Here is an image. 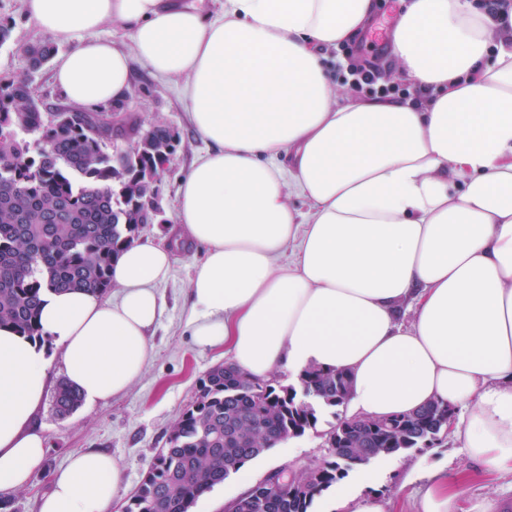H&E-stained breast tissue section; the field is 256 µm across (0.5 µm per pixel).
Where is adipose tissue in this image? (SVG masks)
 <instances>
[{
	"mask_svg": "<svg viewBox=\"0 0 512 512\" xmlns=\"http://www.w3.org/2000/svg\"><path fill=\"white\" fill-rule=\"evenodd\" d=\"M23 7L41 33L76 43L53 66L71 105L128 100L137 60L182 81L208 149L178 183L172 245L137 240L113 261L116 296L48 292L41 338L0 328L1 492L46 462L35 415L49 347L85 401L128 392L185 241L205 249L185 319L197 348L258 378L346 371L351 417L462 410L451 433L471 460L512 474V0H408L390 54L417 100H354L328 71L375 0H224L215 16L206 0ZM112 22L122 35L100 37ZM427 477L417 512H456L455 481ZM122 489L111 454L85 448L54 472L39 512H112Z\"/></svg>",
	"mask_w": 512,
	"mask_h": 512,
	"instance_id": "ef3b65f1",
	"label": "adipose tissue"
}]
</instances>
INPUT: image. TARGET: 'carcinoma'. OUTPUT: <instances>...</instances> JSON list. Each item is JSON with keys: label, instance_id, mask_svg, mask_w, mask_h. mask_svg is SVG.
Instances as JSON below:
<instances>
[{"label": "carcinoma", "instance_id": "1", "mask_svg": "<svg viewBox=\"0 0 512 512\" xmlns=\"http://www.w3.org/2000/svg\"><path fill=\"white\" fill-rule=\"evenodd\" d=\"M25 53L38 69L55 47L42 41ZM125 106H69L53 119L27 79L0 81V327L38 337L43 291L111 288L112 262L147 214L143 184L160 176L179 144L172 126L138 123ZM142 127L134 154L118 159L105 151V141ZM44 142L51 151L42 150ZM350 390L351 378L336 369L309 368L295 387L251 378L230 362L211 367L123 512H191L285 436L300 437L321 413H336ZM81 403L68 382L56 385L60 418ZM448 412L431 403L403 416L340 417L328 433L326 457L301 471L274 472L234 501L231 512H311L351 466L435 445L448 432Z\"/></svg>", "mask_w": 512, "mask_h": 512}]
</instances>
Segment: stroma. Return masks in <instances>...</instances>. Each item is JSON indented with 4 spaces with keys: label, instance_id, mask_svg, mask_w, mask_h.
Here are the masks:
<instances>
[{
    "label": "stroma",
    "instance_id": "35a3bbf8",
    "mask_svg": "<svg viewBox=\"0 0 512 512\" xmlns=\"http://www.w3.org/2000/svg\"><path fill=\"white\" fill-rule=\"evenodd\" d=\"M401 10L400 0H378V7L366 36L357 37L364 55L376 59L382 76L380 85L393 87L398 97H411L417 90L394 78L388 45ZM0 19L12 27L7 44L0 46V78L24 77L36 96L47 106L65 103L66 97L52 79L51 65L32 69L25 45L41 41L34 21L25 13L22 0H0ZM133 83L129 107L143 123H168L180 137L168 169L159 184L157 221L140 226L138 238L165 242L173 226V200L178 182L206 145L190 126L187 103L178 82L154 76L140 61H133ZM203 256L199 245H187L173 254L171 276L159 287L165 303L162 319L151 336L153 358L141 379L127 393L93 405H81L67 418L57 416L52 400H45L37 422L48 438L49 453L43 471L29 487L11 493L6 512H38L39 497L52 474L64 467L69 455L82 448H100L111 453L120 465L128 491H135L148 473L168 432L190 403L210 367L225 360L223 350L195 347L184 323L190 309L188 283L193 264ZM333 414L323 415L316 428L291 439L289 447L273 448L247 464L224 482L223 490H211L197 503L195 512H226V497L241 495L279 470L304 469L328 453L326 434L335 424ZM426 459L431 466H447L449 473L466 475L458 487L457 512H475L483 501H494L498 512H512V475L488 474L475 464L450 435L431 448L373 461L368 472L351 467L341 489L354 496L377 491L387 512H416V501L426 483L416 463ZM340 489V490H341Z\"/></svg>",
    "mask_w": 512,
    "mask_h": 512
}]
</instances>
